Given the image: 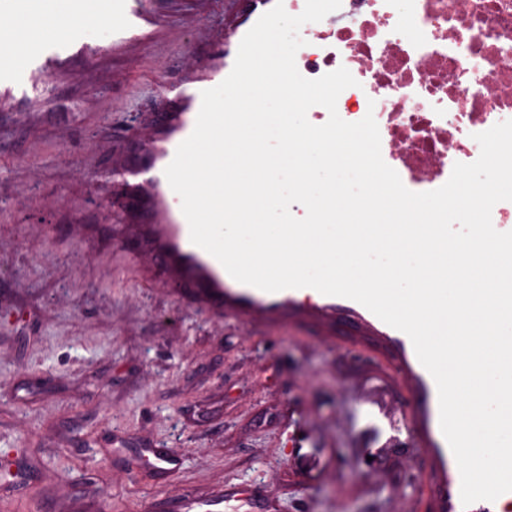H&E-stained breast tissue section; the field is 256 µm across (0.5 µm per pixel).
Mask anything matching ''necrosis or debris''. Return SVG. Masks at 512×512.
<instances>
[{"instance_id":"necrosis-or-debris-1","label":"necrosis or debris","mask_w":512,"mask_h":512,"mask_svg":"<svg viewBox=\"0 0 512 512\" xmlns=\"http://www.w3.org/2000/svg\"><path fill=\"white\" fill-rule=\"evenodd\" d=\"M296 65L315 79L346 67L340 117L373 113L383 160L414 192L474 162V136L512 120V0H342L302 27Z\"/></svg>"}]
</instances>
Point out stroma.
Here are the masks:
<instances>
[{"label":"stroma","mask_w":512,"mask_h":512,"mask_svg":"<svg viewBox=\"0 0 512 512\" xmlns=\"http://www.w3.org/2000/svg\"><path fill=\"white\" fill-rule=\"evenodd\" d=\"M129 39L95 20L62 68L0 94V512H172L181 498L244 490L229 512H361L373 494L343 465L372 428L364 411L416 398L383 350L353 346L334 318L290 309L244 319L197 306L160 273L139 210H114L103 167L124 165L133 109L177 111L160 83L193 86L247 0H146ZM332 450L309 483L288 466L298 427ZM181 455L164 475L141 445Z\"/></svg>","instance_id":"35a3bbf8"}]
</instances>
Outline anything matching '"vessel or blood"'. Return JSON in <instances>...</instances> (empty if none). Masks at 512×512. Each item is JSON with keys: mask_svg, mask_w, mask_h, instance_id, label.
<instances>
[{"mask_svg": "<svg viewBox=\"0 0 512 512\" xmlns=\"http://www.w3.org/2000/svg\"><path fill=\"white\" fill-rule=\"evenodd\" d=\"M112 17L116 21L113 32L122 37L140 33L146 20L139 0H112ZM82 50V45L74 40L45 43L36 51L34 61L48 69ZM234 62L232 55L220 56L211 72L186 95L181 110L169 113L164 127L149 140L146 152L154 179L152 187L144 188L143 175L132 174L127 178V188L133 192L146 189L147 201L159 217L156 233L161 258L188 277L202 281L207 287L208 300L242 313H271L291 306L296 300V289L266 292L232 278L215 257L192 243L185 216L171 206L177 195L165 176V169L173 160L177 147L194 129L202 91L221 83L231 72ZM317 309L334 315L339 324L358 329L388 346L394 366L417 398L410 421L421 433L422 445L433 463L431 494L436 512H494V504L490 501L480 500L468 506L462 503L458 465L440 428L437 386L418 360L409 336L347 298L321 296ZM143 453L161 474L174 472L182 464L178 456L157 444L146 446ZM292 462L311 480L322 476L326 467L321 449L309 447L304 436L299 439Z\"/></svg>", "mask_w": 512, "mask_h": 512, "instance_id": "1", "label": "vessel or blood"}]
</instances>
